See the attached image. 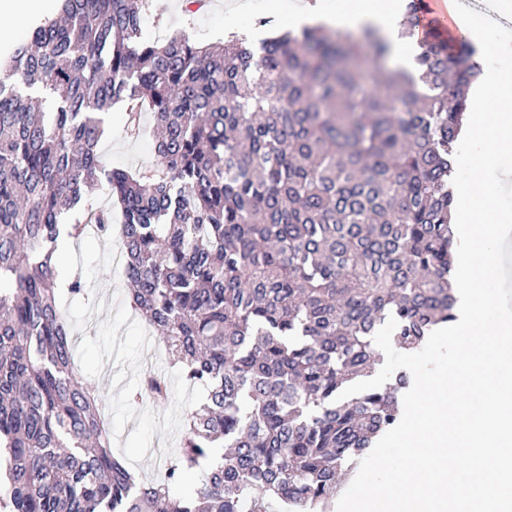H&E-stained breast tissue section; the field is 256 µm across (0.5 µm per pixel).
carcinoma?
Masks as SVG:
<instances>
[{"label":"carcinoma","instance_id":"carcinoma-1","mask_svg":"<svg viewBox=\"0 0 512 512\" xmlns=\"http://www.w3.org/2000/svg\"><path fill=\"white\" fill-rule=\"evenodd\" d=\"M0 78V448L4 512H330L342 468L401 419L404 373L338 399L382 364L394 317L412 350L456 320L449 187L469 91L464 39H418V76L377 32L306 26L256 44L141 39L152 0H63ZM153 113L156 159L104 169V115ZM120 207L112 210L99 190ZM97 225L124 256L129 306L206 391L163 479L112 451L74 372L57 239ZM147 372L136 397L168 399ZM202 474L192 497L171 486Z\"/></svg>","mask_w":512,"mask_h":512}]
</instances>
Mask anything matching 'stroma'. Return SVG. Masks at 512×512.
Segmentation results:
<instances>
[{
  "label": "stroma",
  "instance_id": "obj_1",
  "mask_svg": "<svg viewBox=\"0 0 512 512\" xmlns=\"http://www.w3.org/2000/svg\"><path fill=\"white\" fill-rule=\"evenodd\" d=\"M231 2L207 0L202 8L188 13L182 0H155L152 16L142 24V36L161 42L186 30L206 45L227 39L233 31L254 28L256 19L268 14L267 0H251L247 13L237 12ZM124 123L125 108L115 105L106 117L107 131L99 145L104 166L134 171L150 165L155 158L152 113L141 112L140 137L125 136ZM109 251V246L87 237L72 241L60 259L62 273L81 274L86 282L83 296L62 300L73 328V360L79 377L100 392L114 454L137 478L158 480L201 394L169 364L159 336L131 311L123 274L111 266ZM148 369L168 376L167 402L133 400Z\"/></svg>",
  "mask_w": 512,
  "mask_h": 512
}]
</instances>
